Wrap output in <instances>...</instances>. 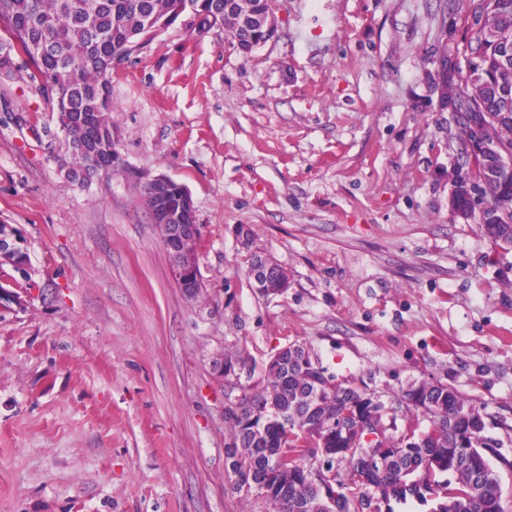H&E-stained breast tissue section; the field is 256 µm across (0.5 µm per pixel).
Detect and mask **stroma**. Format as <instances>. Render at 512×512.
I'll list each match as a JSON object with an SVG mask.
<instances>
[{"label":"stroma","instance_id":"35a3bbf8","mask_svg":"<svg viewBox=\"0 0 512 512\" xmlns=\"http://www.w3.org/2000/svg\"><path fill=\"white\" fill-rule=\"evenodd\" d=\"M271 6L250 56L186 16L113 66L112 174L71 178L25 56L0 73V224L29 255L0 266L25 299L0 307V512H241L225 410L294 342L383 401L440 381L480 406L512 510V251L449 208L438 92L471 23L456 0ZM160 174L201 226L192 298L142 198ZM249 275L254 287L264 295H283L288 291V272L269 257L254 254Z\"/></svg>","mask_w":512,"mask_h":512}]
</instances>
